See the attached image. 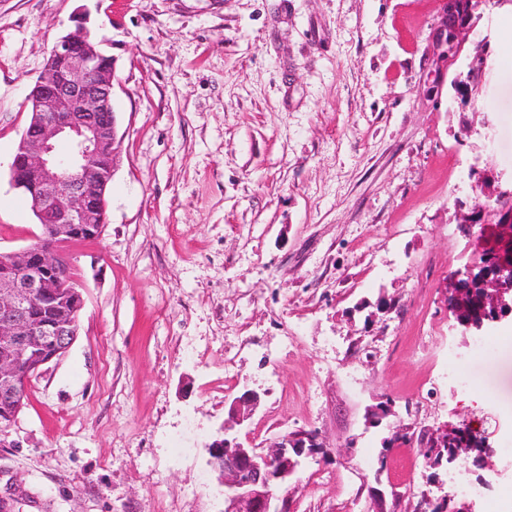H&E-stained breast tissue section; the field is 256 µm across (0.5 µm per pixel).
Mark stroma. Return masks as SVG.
I'll use <instances>...</instances> for the list:
<instances>
[{
    "mask_svg": "<svg viewBox=\"0 0 512 512\" xmlns=\"http://www.w3.org/2000/svg\"><path fill=\"white\" fill-rule=\"evenodd\" d=\"M442 0H0V252L41 227L9 182L28 94L84 14L115 62L118 159L100 238L62 249L84 296L66 354L0 435L13 512H222L204 448L224 403L259 393L234 433L258 448L318 430L327 458L288 489L296 512H414L450 470L412 432L462 423L468 466L512 512V318L471 352L445 282L481 254L456 219L471 166L512 171V5L496 39L490 136L451 89L434 97ZM390 311L377 307L379 300ZM467 361L470 390L448 382ZM391 404L381 425L371 407Z\"/></svg>",
    "mask_w": 512,
    "mask_h": 512,
    "instance_id": "obj_1",
    "label": "stroma"
}]
</instances>
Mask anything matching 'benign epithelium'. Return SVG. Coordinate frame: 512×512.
I'll use <instances>...</instances> for the list:
<instances>
[{
  "label": "benign epithelium",
  "mask_w": 512,
  "mask_h": 512,
  "mask_svg": "<svg viewBox=\"0 0 512 512\" xmlns=\"http://www.w3.org/2000/svg\"><path fill=\"white\" fill-rule=\"evenodd\" d=\"M483 0H443V14L434 25L429 56L439 66L437 91L449 85L458 91L473 80L463 61L469 36L477 29ZM493 32H480L478 81L492 65ZM450 82H445L446 76ZM113 58L103 54L83 19L76 29L59 37L29 96L31 120L9 167L10 184L31 202L47 243L38 248L0 254V403L12 412L0 425L9 429L24 406L28 386L41 367L67 352L77 335L84 306L70 264L58 246L85 235L101 236L106 223V190L117 160L116 112L113 106ZM476 185L495 200L494 219L477 210L460 213L469 231L481 225L492 236L482 254L490 266L480 284L479 317L457 320L465 332L479 334L512 315V173L489 177L474 167ZM491 222L493 226L484 227ZM474 269L454 271L446 284L448 308L471 285ZM259 395L247 390L234 397L230 419L237 425L250 419ZM222 425L205 443L207 464L223 486L224 512H294L290 495L276 494L288 486L304 461L326 457L327 446L315 429H296L276 438L266 450L246 446ZM475 438L466 424L452 430L426 433L423 453L440 454L438 465L455 467Z\"/></svg>",
  "instance_id": "1"
}]
</instances>
